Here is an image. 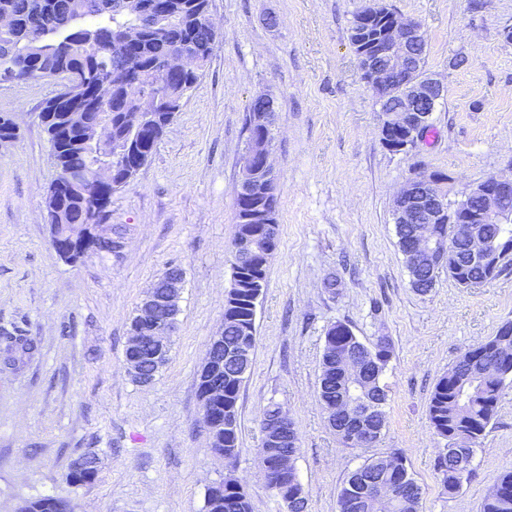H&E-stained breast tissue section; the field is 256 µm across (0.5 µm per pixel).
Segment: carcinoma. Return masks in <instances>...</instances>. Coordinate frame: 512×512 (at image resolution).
<instances>
[{
    "instance_id": "1",
    "label": "carcinoma",
    "mask_w": 512,
    "mask_h": 512,
    "mask_svg": "<svg viewBox=\"0 0 512 512\" xmlns=\"http://www.w3.org/2000/svg\"><path fill=\"white\" fill-rule=\"evenodd\" d=\"M143 0H0V16L11 19L12 26L0 29V74L10 73L16 83L40 82L48 76L76 74L84 83L66 102L51 108L54 117L42 121L51 154L61 178L72 170H81L92 184L98 169L116 168L123 163L144 166L185 98L199 83L215 46L213 31L207 22L210 0H161V18L148 31L139 30V3ZM184 54L197 60L196 71L184 76L163 74L169 58ZM152 102L156 114L154 128L140 133L136 125L145 100ZM265 103L251 101L245 121L247 139L274 138L267 125H253V119L266 112ZM67 211L58 217L47 211L48 222L59 225L58 236H87L95 254L113 255L106 242L95 239L94 225L105 220L107 210L98 203V189L66 200ZM258 201L236 195V232L234 239L251 232L264 236L262 225L249 220ZM279 241L274 232L271 245L254 261L244 263L246 278H254L265 287L267 269ZM249 294H227L224 302V345L245 342L255 349V310ZM0 339L10 353L8 361L34 350L24 336L0 329ZM326 343L338 347L364 348V343L342 322L331 324ZM473 357L479 365L493 366L499 372L494 380L465 381L461 368ZM331 368L322 358L319 401L326 411L352 413L354 409L328 386ZM512 383V326L500 327L484 342L468 348L436 382L428 403V419L433 433L442 440L460 431L473 434L469 455H474L482 433L495 417L506 383ZM244 380L224 369V414L233 422L230 431L212 435L214 452L233 460L238 452L239 423L237 403ZM372 470L395 480L416 485L400 452L365 459L348 477L337 499L338 512L354 475ZM275 496L299 497V509H308V500L298 479H293ZM61 500L51 496L30 501V512H63ZM212 512H251V503L240 481L229 470L224 475V502ZM482 512H512V470L497 478V485L486 496Z\"/></svg>"
}]
</instances>
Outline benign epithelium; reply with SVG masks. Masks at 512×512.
<instances>
[{
	"instance_id": "1",
	"label": "benign epithelium",
	"mask_w": 512,
	"mask_h": 512,
	"mask_svg": "<svg viewBox=\"0 0 512 512\" xmlns=\"http://www.w3.org/2000/svg\"><path fill=\"white\" fill-rule=\"evenodd\" d=\"M390 20L385 37L373 45L361 49L358 55L359 67L372 91L378 97L398 95L403 104L393 110H380V134L382 142L391 150L402 152L410 147L408 140L416 136L428 124L430 107L440 100L445 89L435 79L420 74L411 59V49L425 43L421 25L395 12L388 15ZM403 133L406 140L395 139ZM272 147L266 143L253 142L252 150L242 158V177L239 191L246 197L265 199L275 192L276 176L270 164ZM449 180L435 173L420 172L407 179L394 200L393 222L413 225L412 246L406 267L411 274L429 272L458 275L467 267L491 264L498 267L512 259L509 251H494L482 230L484 224H505L512 211L506 207L512 197V178L505 179L491 175L471 186L469 192L457 201L454 208L444 206V189ZM466 245L465 256L458 255L452 248V241ZM166 279L163 289L151 287L141 301L132 322L136 324L128 344L132 355L125 357V365L132 377L147 385L153 382L145 373L144 363L137 351L142 346V336H150L154 364L163 363L170 344L169 337L175 323L169 320V313L178 307L183 282L178 277L163 273ZM329 360L345 374L357 380L361 391L371 387L377 377V362L373 348L362 351L350 347L327 349ZM249 351L239 344L224 349V360L219 361L208 354L202 365L205 379V398L224 401V391L218 389L217 378L224 370V362L235 366L236 375L244 378L248 373ZM361 408L346 430L336 434L347 445L365 448L374 443L381 434L378 419L382 418V402L367 398L360 401ZM203 419L208 432L231 429L228 419H221L208 407L202 408ZM262 446L276 449L274 468L263 465L266 485L288 481L297 455L295 426L291 418L280 413L274 419L264 418L261 436ZM467 447L469 440L463 437L448 438L444 452L456 460L448 478L454 479L465 474L468 466ZM411 487L401 485L386 477L373 478L362 473L354 477L347 498L346 507L353 510L386 506L408 496Z\"/></svg>"
}]
</instances>
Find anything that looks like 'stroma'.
<instances>
[{"label":"stroma","instance_id":"1","mask_svg":"<svg viewBox=\"0 0 512 512\" xmlns=\"http://www.w3.org/2000/svg\"><path fill=\"white\" fill-rule=\"evenodd\" d=\"M387 2L421 24L424 70L447 89L424 140L403 152L381 141L380 107L350 42L369 0H211L223 37L203 77L151 160L112 195L106 221L125 241L116 257L68 264L51 245L44 197L56 170L39 112L55 82L0 87V113L19 123L17 139L0 147V326L35 345L19 367L0 362V512L44 496L75 512H206L209 487L230 469L252 512H284L257 455L272 401L299 436L294 467L308 512H337L350 472L398 451L422 488L420 512H481L512 469V384L452 495L435 474L444 443L427 407L465 349L512 321V263L476 288L443 270L418 294L392 207L420 171L448 175L459 195L489 174L512 176V0ZM261 92L275 99L280 233L229 463L204 427L198 374L224 323L245 115ZM172 266L185 277L177 329L167 363L143 387L124 366L129 323ZM337 321L365 343L385 336L393 346L385 426L367 449L342 442L317 398L326 331ZM87 453L97 476L74 485L69 466Z\"/></svg>","mask_w":512,"mask_h":512}]
</instances>
